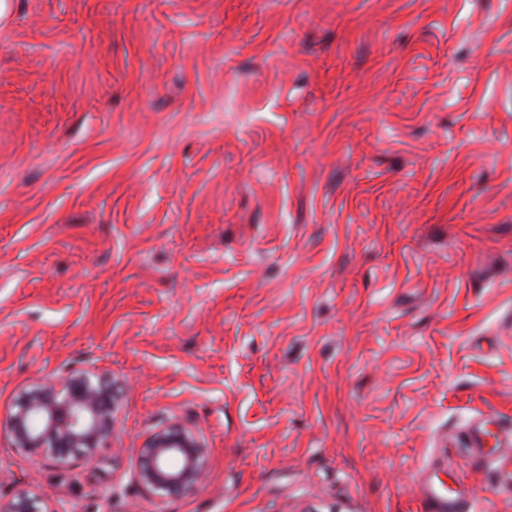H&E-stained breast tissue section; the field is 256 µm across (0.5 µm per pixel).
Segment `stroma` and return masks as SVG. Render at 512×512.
Wrapping results in <instances>:
<instances>
[{
    "instance_id": "35a3bbf8",
    "label": "stroma",
    "mask_w": 512,
    "mask_h": 512,
    "mask_svg": "<svg viewBox=\"0 0 512 512\" xmlns=\"http://www.w3.org/2000/svg\"><path fill=\"white\" fill-rule=\"evenodd\" d=\"M0 500L54 512H512L462 447L512 416V0H5ZM120 382L92 460L18 399ZM177 421L207 478L133 449ZM135 453L137 478L154 492L193 489L206 472L207 448L197 433L179 422L161 427ZM417 479L422 486V512H477L483 511L479 504L464 491H451L438 487L426 470L418 472ZM1 512H54L48 507L42 508L39 501L28 492H22L6 504L0 500Z\"/></svg>"
}]
</instances>
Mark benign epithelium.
Instances as JSON below:
<instances>
[{
	"label": "benign epithelium",
	"instance_id": "obj_1",
	"mask_svg": "<svg viewBox=\"0 0 512 512\" xmlns=\"http://www.w3.org/2000/svg\"><path fill=\"white\" fill-rule=\"evenodd\" d=\"M117 383L94 372H83L28 393L10 415L8 425L15 447L55 461L74 450L89 458L112 438V413ZM140 483L154 492L187 491L206 472L207 448L194 431L170 422L136 449ZM0 512H55L41 507L27 492L18 494Z\"/></svg>",
	"mask_w": 512,
	"mask_h": 512
}]
</instances>
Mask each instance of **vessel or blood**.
I'll return each instance as SVG.
<instances>
[{
	"mask_svg": "<svg viewBox=\"0 0 512 512\" xmlns=\"http://www.w3.org/2000/svg\"><path fill=\"white\" fill-rule=\"evenodd\" d=\"M466 445L486 474L512 470V420L493 413L480 415L469 428ZM417 479L423 489V512H479V504L465 492L436 486L426 471H419Z\"/></svg>",
	"mask_w": 512,
	"mask_h": 512,
	"instance_id": "b4317fda",
	"label": "vessel or blood"
}]
</instances>
